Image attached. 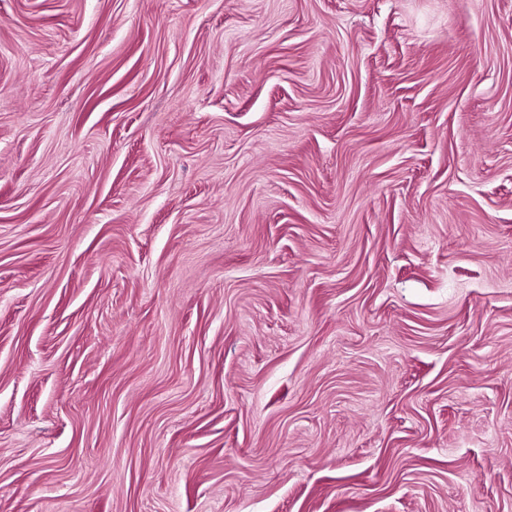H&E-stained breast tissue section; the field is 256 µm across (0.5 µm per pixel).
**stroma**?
<instances>
[{
  "label": "stroma",
  "instance_id": "1",
  "mask_svg": "<svg viewBox=\"0 0 512 512\" xmlns=\"http://www.w3.org/2000/svg\"><path fill=\"white\" fill-rule=\"evenodd\" d=\"M0 512H512V0H0Z\"/></svg>",
  "mask_w": 512,
  "mask_h": 512
}]
</instances>
